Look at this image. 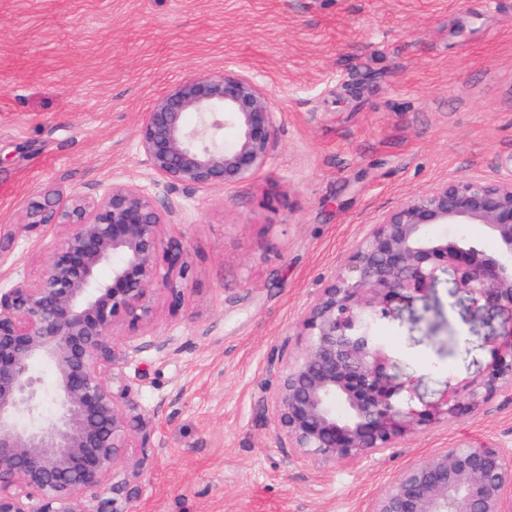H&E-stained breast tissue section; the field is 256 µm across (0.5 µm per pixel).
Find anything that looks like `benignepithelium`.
Here are the masks:
<instances>
[{
	"label": "benign epithelium",
	"instance_id": "1",
	"mask_svg": "<svg viewBox=\"0 0 512 512\" xmlns=\"http://www.w3.org/2000/svg\"><path fill=\"white\" fill-rule=\"evenodd\" d=\"M275 123L254 78L200 74L144 113L140 147L173 185L226 187L265 167ZM173 209L126 184L68 197L48 189L34 204L25 231L59 226L65 234L38 279L0 289V512H85L88 492L112 494L108 512H132L126 488L143 472L111 482L131 395L114 372L112 339L117 325L150 320L161 269L188 277L181 244L162 238ZM448 224L484 225L495 253L435 233ZM444 266L474 302L509 313L506 342L483 376L417 408L375 328L395 304L424 294ZM302 328L305 346L282 364L270 400L280 446L300 458L331 465L367 457L496 397L511 400L512 180L450 179L386 211L316 289ZM38 361L56 373L58 409L47 420L36 413ZM370 512H512V452L450 448L404 469Z\"/></svg>",
	"mask_w": 512,
	"mask_h": 512
}]
</instances>
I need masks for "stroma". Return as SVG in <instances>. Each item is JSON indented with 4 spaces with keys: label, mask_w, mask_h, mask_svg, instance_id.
<instances>
[{
    "label": "stroma",
    "mask_w": 512,
    "mask_h": 512,
    "mask_svg": "<svg viewBox=\"0 0 512 512\" xmlns=\"http://www.w3.org/2000/svg\"><path fill=\"white\" fill-rule=\"evenodd\" d=\"M255 77L277 114L267 165L222 187L154 174L139 128L200 73ZM512 179V0H0V288L38 278L63 230L23 229L46 187L115 183L175 201L190 274L115 330L131 386L135 512H368L408 466L456 445L512 449L496 398L394 448L324 465L280 447L269 405L320 284L368 225L447 179ZM504 315L440 269L376 329L416 396L480 377ZM161 337L159 352L148 341Z\"/></svg>",
    "instance_id": "35a3bbf8"
}]
</instances>
